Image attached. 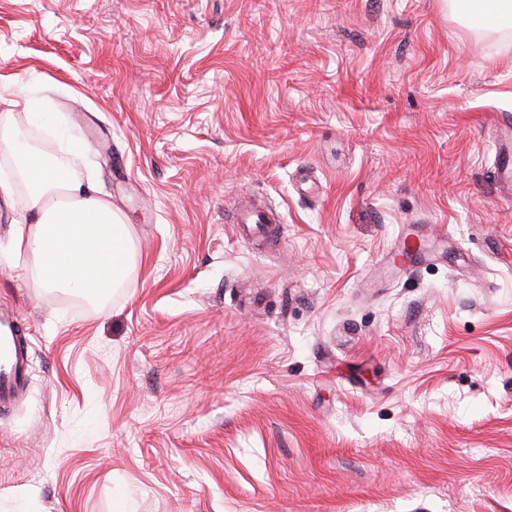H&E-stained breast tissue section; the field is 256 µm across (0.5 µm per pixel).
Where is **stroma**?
Segmentation results:
<instances>
[{
    "label": "stroma",
    "instance_id": "obj_1",
    "mask_svg": "<svg viewBox=\"0 0 512 512\" xmlns=\"http://www.w3.org/2000/svg\"><path fill=\"white\" fill-rule=\"evenodd\" d=\"M123 215L32 337L0 512H512V29L446 0H0V114ZM275 209V237L231 224ZM414 234L430 257L390 265Z\"/></svg>",
    "mask_w": 512,
    "mask_h": 512
}]
</instances>
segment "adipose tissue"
Masks as SVG:
<instances>
[{"instance_id": "ef3b65f1", "label": "adipose tissue", "mask_w": 512, "mask_h": 512, "mask_svg": "<svg viewBox=\"0 0 512 512\" xmlns=\"http://www.w3.org/2000/svg\"><path fill=\"white\" fill-rule=\"evenodd\" d=\"M0 147L20 159L17 175L26 186V213L18 218L13 248L34 257L32 288H64L100 303L124 287L136 251L121 215L91 185L50 164L3 123Z\"/></svg>"}]
</instances>
